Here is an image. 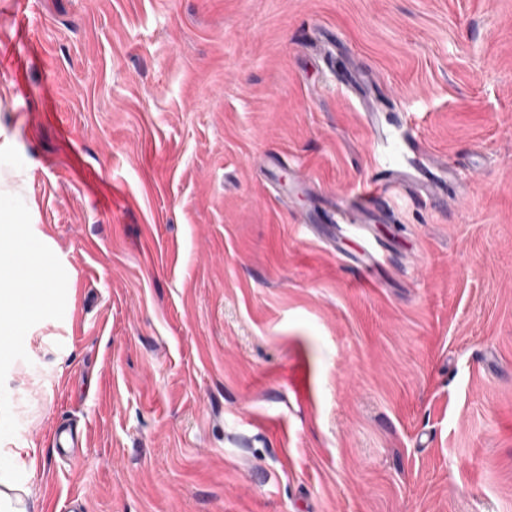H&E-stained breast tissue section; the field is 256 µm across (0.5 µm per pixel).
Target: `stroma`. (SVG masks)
Returning <instances> with one entry per match:
<instances>
[{"instance_id":"35a3bbf8","label":"stroma","mask_w":512,"mask_h":512,"mask_svg":"<svg viewBox=\"0 0 512 512\" xmlns=\"http://www.w3.org/2000/svg\"><path fill=\"white\" fill-rule=\"evenodd\" d=\"M7 188L28 512H512V0H0ZM409 166H386L379 169L370 181V190L353 201L339 202L338 208L345 224H358L363 212L386 198L389 190L406 187L413 181ZM17 211L8 204L0 208V222L11 229L12 247L5 253L1 237L0 266L13 270L6 288L0 290V334L11 335L16 319L41 309L48 300L49 283L44 264L34 255L24 224H15ZM2 225V226H3Z\"/></svg>"}]
</instances>
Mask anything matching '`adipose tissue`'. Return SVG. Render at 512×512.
Listing matches in <instances>:
<instances>
[{
  "label": "adipose tissue",
  "mask_w": 512,
  "mask_h": 512,
  "mask_svg": "<svg viewBox=\"0 0 512 512\" xmlns=\"http://www.w3.org/2000/svg\"><path fill=\"white\" fill-rule=\"evenodd\" d=\"M0 224L11 229L12 247L0 249V266L12 270L6 288L0 289V335H11L17 318L41 309L48 300L44 264L34 255L30 239L17 222V212L10 205L0 206Z\"/></svg>",
  "instance_id": "1"
}]
</instances>
